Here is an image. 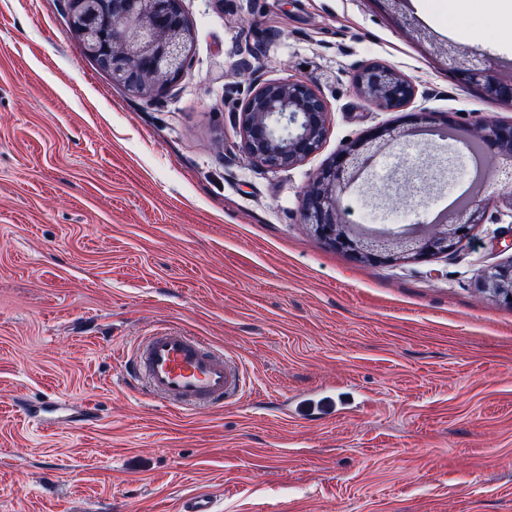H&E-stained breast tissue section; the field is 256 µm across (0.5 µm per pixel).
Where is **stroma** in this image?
Returning <instances> with one entry per match:
<instances>
[{"mask_svg":"<svg viewBox=\"0 0 512 512\" xmlns=\"http://www.w3.org/2000/svg\"><path fill=\"white\" fill-rule=\"evenodd\" d=\"M191 64L137 97L86 57L62 0H0V512H512V304L481 287L512 262V203L490 183L483 224L428 260L360 262L304 224L312 176L402 115L359 95L385 63L412 110L470 130L512 103L459 83L377 0H182ZM442 44L512 72L491 33L448 27V0H405ZM314 82L318 153L269 170L234 120L251 78ZM437 150H388L353 224L403 232L442 193L390 186ZM159 327L237 359L223 410L177 411L129 381L122 354ZM57 403L28 420L20 402ZM96 420L63 416L82 403Z\"/></svg>","mask_w":512,"mask_h":512,"instance_id":"1","label":"stroma"}]
</instances>
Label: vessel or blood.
Listing matches in <instances>:
<instances>
[{
	"label": "vessel or blood",
	"instance_id": "obj_1",
	"mask_svg": "<svg viewBox=\"0 0 512 512\" xmlns=\"http://www.w3.org/2000/svg\"><path fill=\"white\" fill-rule=\"evenodd\" d=\"M129 376L170 408H220L242 387L237 363L203 339L174 328L143 336L129 361Z\"/></svg>",
	"mask_w": 512,
	"mask_h": 512
}]
</instances>
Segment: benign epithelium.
<instances>
[{"label":"benign epithelium","mask_w":512,"mask_h":512,"mask_svg":"<svg viewBox=\"0 0 512 512\" xmlns=\"http://www.w3.org/2000/svg\"><path fill=\"white\" fill-rule=\"evenodd\" d=\"M404 0H379L382 7L401 16L419 43L435 45L432 35L402 10ZM69 28L80 39L86 54L112 81L144 99H154L168 90L191 62L192 30L182 0H64ZM458 79L479 88L488 99L512 100V77L494 74V63L454 48L438 46ZM361 96L380 109L399 112L415 99V84L392 67L372 62L355 74ZM241 151L249 160L271 170L293 168L316 154L328 130V106L315 84L304 79L252 81L237 113ZM436 131L443 136L455 130L448 123L437 126L431 113L408 115L402 127H379L349 142L311 179L301 202L303 223L331 246L358 261L391 263L426 259L452 252L473 228L484 222L486 199L454 207L442 217L403 232H365L341 217L340 197L352 188L369 184L372 163L402 139L419 132ZM483 151L495 150L505 162L502 174L512 172V123H490L468 138ZM440 177L451 173L453 159L437 154L426 159ZM412 167L393 172L390 182L410 184L429 192L437 181L417 182ZM484 288L512 300V262L489 269Z\"/></svg>","instance_id":"benign-epithelium-1"}]
</instances>
